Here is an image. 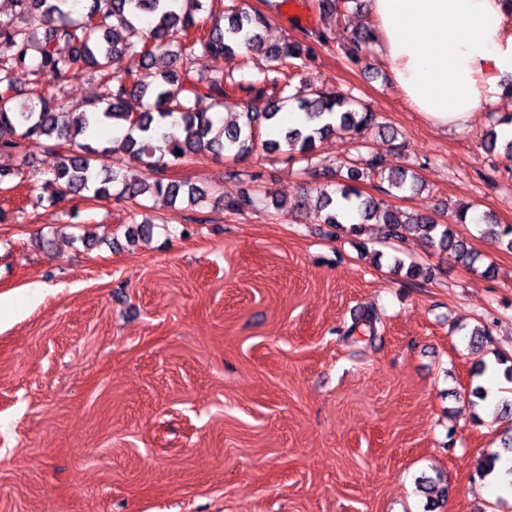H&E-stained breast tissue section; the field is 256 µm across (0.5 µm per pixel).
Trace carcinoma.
<instances>
[{
  "label": "carcinoma",
  "mask_w": 512,
  "mask_h": 512,
  "mask_svg": "<svg viewBox=\"0 0 512 512\" xmlns=\"http://www.w3.org/2000/svg\"><path fill=\"white\" fill-rule=\"evenodd\" d=\"M81 0H11L15 14L0 18V150L24 154L30 141H46L48 155L42 191L52 198L81 196L86 200L112 197V187L122 186L121 194L137 201L145 194L174 204L185 198L195 204L208 195L201 187L165 176L167 168L206 152L229 151L243 155L257 144L261 126L274 124L289 101L305 113L306 124L286 127L279 139L264 140L270 152L281 148L303 157L314 155L317 143L342 132L359 137L376 123V113L368 107H355L351 97L319 89L312 96L290 93L295 76L314 58L311 45L300 41L273 44L267 57L286 70L272 79L273 97L262 112L242 113L243 122L215 128L213 109L229 97L224 78L195 74L194 65L209 55L231 53L244 45L262 46V31L267 17L232 4L224 10V21H215L208 32H199L195 12L204 9L206 0H185L190 8H175L171 0H88L81 18H72ZM148 21L147 35L140 54L156 70L152 85L135 81L115 68L116 61L130 49L119 29L133 21ZM42 29L37 37L35 28ZM64 40L68 53L56 51L55 43ZM376 40L368 25L346 36V56L354 64ZM33 70L52 76L55 84L36 86L27 99L17 102L13 73ZM99 74L98 102L83 110L68 108L54 92L55 85L84 72ZM149 98L142 112H129L130 98ZM120 128L119 142L129 156L156 174L149 183L135 178L122 167L99 170L95 162L112 147L96 141L95 132L104 125ZM69 145L68 153L58 151L60 142ZM365 169H347L348 183L338 189L339 198L317 191L318 210L325 211L323 223L336 230L359 235L365 224L376 219L390 238L408 236L425 240L466 265L474 263L464 241L451 225L441 224L428 215H410L397 209L380 210V202L362 196L349 185L364 175V170L385 175L390 187L405 189L419 181L416 173L404 169L385 170L377 157L364 160Z\"/></svg>",
  "instance_id": "carcinoma-1"
}]
</instances>
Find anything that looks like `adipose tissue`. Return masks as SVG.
<instances>
[{
  "label": "adipose tissue",
  "mask_w": 512,
  "mask_h": 512,
  "mask_svg": "<svg viewBox=\"0 0 512 512\" xmlns=\"http://www.w3.org/2000/svg\"><path fill=\"white\" fill-rule=\"evenodd\" d=\"M392 81L435 127H466L512 78V0H370Z\"/></svg>",
  "instance_id": "ef3b65f1"
}]
</instances>
